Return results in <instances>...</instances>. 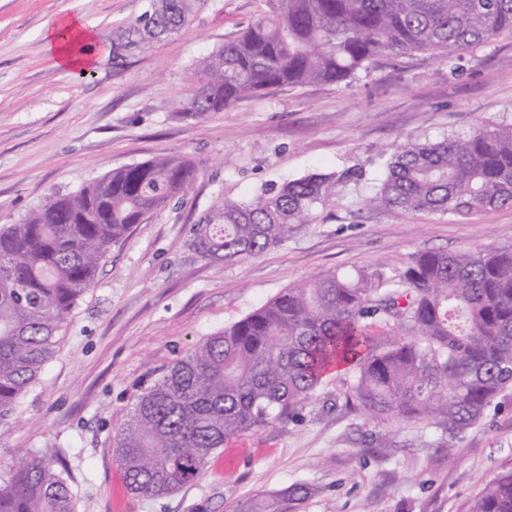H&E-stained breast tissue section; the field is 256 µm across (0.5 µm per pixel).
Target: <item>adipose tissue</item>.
I'll return each mask as SVG.
<instances>
[{
  "label": "adipose tissue",
  "instance_id": "ef3b65f1",
  "mask_svg": "<svg viewBox=\"0 0 512 512\" xmlns=\"http://www.w3.org/2000/svg\"><path fill=\"white\" fill-rule=\"evenodd\" d=\"M93 20L59 8L43 28L48 57L55 67L79 78L91 71L107 49L96 37Z\"/></svg>",
  "mask_w": 512,
  "mask_h": 512
}]
</instances>
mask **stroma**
Returning a JSON list of instances; mask_svg holds the SVG:
<instances>
[{"mask_svg":"<svg viewBox=\"0 0 512 512\" xmlns=\"http://www.w3.org/2000/svg\"><path fill=\"white\" fill-rule=\"evenodd\" d=\"M148 0H0V225L50 194L164 155L191 159L193 180L111 247L18 418L0 427V466L17 449L61 461L78 512H245L296 484L289 512H467L512 471V388L453 442L425 421L390 429L346 402L330 374L292 420L225 441L203 476L160 497L130 493L115 448L138 395L201 337L281 290L336 272L375 275L419 251L512 244V208L404 214L372 204L396 139L435 141L483 123L512 124V36L454 66L412 52L382 57L340 84L286 87L200 120L184 113L196 61L245 27L262 0H203L189 27L114 67L104 55L76 79L54 68L43 25L60 7L88 16L111 45ZM311 174L334 187L314 223L235 263L197 253L193 229L224 199Z\"/></svg>","mask_w":512,"mask_h":512,"instance_id":"35a3bbf8","label":"stroma"}]
</instances>
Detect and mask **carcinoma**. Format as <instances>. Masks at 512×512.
I'll return each instance as SVG.
<instances>
[{"label":"carcinoma","mask_w":512,"mask_h":512,"mask_svg":"<svg viewBox=\"0 0 512 512\" xmlns=\"http://www.w3.org/2000/svg\"><path fill=\"white\" fill-rule=\"evenodd\" d=\"M199 6L150 0L116 30L114 64L184 30ZM502 34H512V0H266L195 64L183 111L203 118L278 87L341 83L392 54L450 63ZM387 153L374 200L388 208L465 220L512 207V126L398 140ZM194 173L179 156L123 165L0 225V426L53 358L110 248ZM331 188L329 176L312 174L226 199L197 225L193 245L226 262L262 254L313 223ZM334 371L350 375L348 399L370 419L430 422L451 447L512 388V244L414 253L372 280L326 274L203 337L137 397L116 448L128 489L161 496L197 482L225 439L293 417ZM303 495L296 487L247 512H288ZM0 512L77 506L53 459L33 456L0 479ZM468 512H512V471L486 483Z\"/></svg>","instance_id":"carcinoma-1"}]
</instances>
